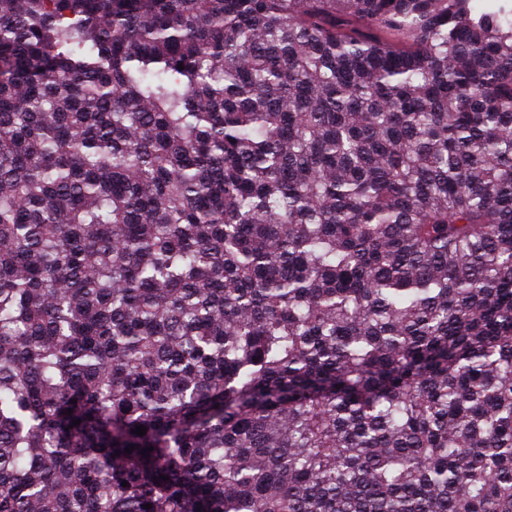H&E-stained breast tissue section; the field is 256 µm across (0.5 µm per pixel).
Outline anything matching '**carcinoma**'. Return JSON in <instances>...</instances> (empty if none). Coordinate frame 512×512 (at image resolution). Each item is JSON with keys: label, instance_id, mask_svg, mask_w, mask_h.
Returning a JSON list of instances; mask_svg holds the SVG:
<instances>
[{"label": "carcinoma", "instance_id": "obj_1", "mask_svg": "<svg viewBox=\"0 0 512 512\" xmlns=\"http://www.w3.org/2000/svg\"><path fill=\"white\" fill-rule=\"evenodd\" d=\"M0 512H512V0H0Z\"/></svg>", "mask_w": 512, "mask_h": 512}]
</instances>
